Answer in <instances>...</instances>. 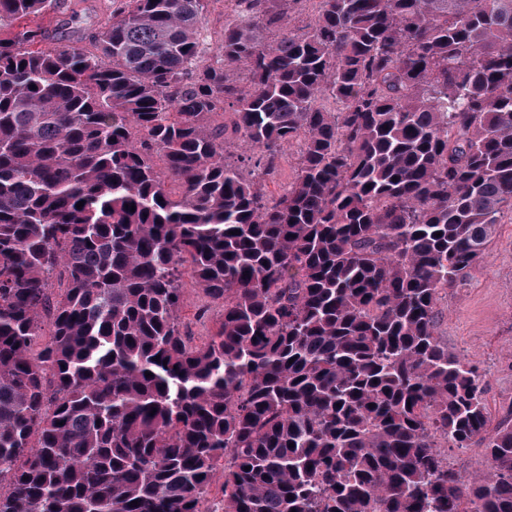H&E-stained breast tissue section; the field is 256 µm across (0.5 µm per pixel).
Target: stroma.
I'll list each match as a JSON object with an SVG mask.
<instances>
[{
  "label": "stroma",
  "instance_id": "35a3bbf8",
  "mask_svg": "<svg viewBox=\"0 0 512 512\" xmlns=\"http://www.w3.org/2000/svg\"><path fill=\"white\" fill-rule=\"evenodd\" d=\"M119 0H60L52 20L81 18L79 35L91 40L110 18ZM232 15L224 0H208L199 30L208 63L219 59L225 22ZM445 319L441 340L449 352L476 364L493 420L512 411V222L497 225L484 262L465 285L449 289L441 302ZM221 309L201 291L187 289L181 322L194 341H201L219 319Z\"/></svg>",
  "mask_w": 512,
  "mask_h": 512
}]
</instances>
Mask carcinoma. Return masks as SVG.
Returning a JSON list of instances; mask_svg holds the SVG:
<instances>
[{
    "mask_svg": "<svg viewBox=\"0 0 512 512\" xmlns=\"http://www.w3.org/2000/svg\"><path fill=\"white\" fill-rule=\"evenodd\" d=\"M58 2L0 0V512H203L219 473L224 512H512V417L439 334L512 209V0H224L219 66L207 0L38 49ZM233 14L224 9V0H209L206 20L199 29L200 41L205 48L206 63L219 60L218 46L224 35V22L233 20ZM296 149L288 147L285 149L280 160L278 171L272 179H265V188L268 193L277 194L291 184L296 177ZM202 310H207L203 317ZM220 314L221 308L212 303L201 291L187 288L181 322L183 330L188 331L195 342H200L207 335ZM448 458V462L461 474L464 479L484 473L490 468L485 449L475 442L469 448H441Z\"/></svg>",
    "mask_w": 512,
    "mask_h": 512,
    "instance_id": "obj_1",
    "label": "carcinoma"
}]
</instances>
